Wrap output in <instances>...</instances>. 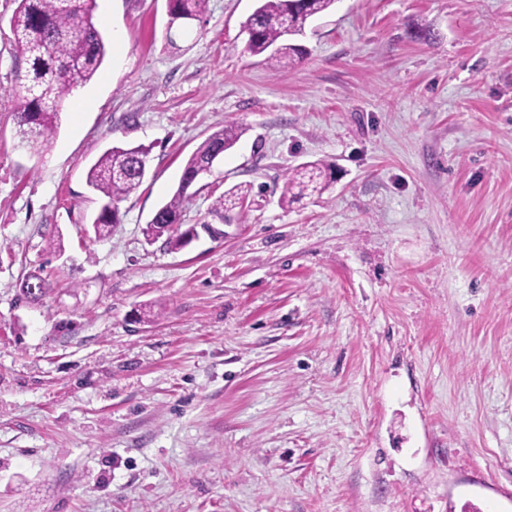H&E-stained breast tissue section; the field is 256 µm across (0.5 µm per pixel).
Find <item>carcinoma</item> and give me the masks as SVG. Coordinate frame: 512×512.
Segmentation results:
<instances>
[{
	"label": "carcinoma",
	"mask_w": 512,
	"mask_h": 512,
	"mask_svg": "<svg viewBox=\"0 0 512 512\" xmlns=\"http://www.w3.org/2000/svg\"><path fill=\"white\" fill-rule=\"evenodd\" d=\"M10 30L19 59L26 64L24 83L19 85L17 132L20 139L38 153L48 151L56 133L65 99L76 88L90 82L103 65L106 41L93 18L96 0H15ZM336 0H258V6L244 22L248 35L245 50L264 56L273 70L291 67L304 60L305 48L295 36L306 23L329 11ZM203 0H168L170 16L182 29L199 17ZM243 128L228 123L211 133L193 152L183 170L178 188L154 213L146 235L155 239L168 235V244L180 249L192 235L170 234L180 223L181 213L191 198L193 177L212 168L215 159L231 149ZM149 149L139 145L108 148L87 172V183L105 203L92 222L97 238L109 236L120 223L118 203L142 185L140 169L146 165ZM330 165L309 162L284 175L281 203L288 206L308 196L321 195L328 186ZM249 196L247 188L235 185L216 200L214 211H233Z\"/></svg>",
	"instance_id": "1"
}]
</instances>
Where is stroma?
I'll use <instances>...</instances> for the list:
<instances>
[{
    "label": "stroma",
    "instance_id": "stroma-1",
    "mask_svg": "<svg viewBox=\"0 0 512 512\" xmlns=\"http://www.w3.org/2000/svg\"><path fill=\"white\" fill-rule=\"evenodd\" d=\"M256 4L204 0L171 46L167 0H97L108 57L39 155L0 0V512H512V0H338L279 72ZM232 122L196 238L147 240ZM112 144L150 153L98 240ZM244 129L235 123L225 124L223 128L211 133L193 152L183 170L178 188L154 213L147 224L146 235L152 239L168 234V244L172 249H180L190 242L194 235H190V229L179 234L172 235L171 227L181 224V213L186 202L193 193L189 190L195 185L193 177L198 173L212 168L215 159L224 155L231 149L241 137ZM330 164L309 162L284 175L281 203L289 206L308 196L321 195L328 186L327 171ZM249 196L248 188L242 185H235L229 190L224 192V195L220 196L216 200L214 210L216 212L233 211L240 208L239 214H243L244 208L242 202H244Z\"/></svg>",
    "mask_w": 512,
    "mask_h": 512
}]
</instances>
